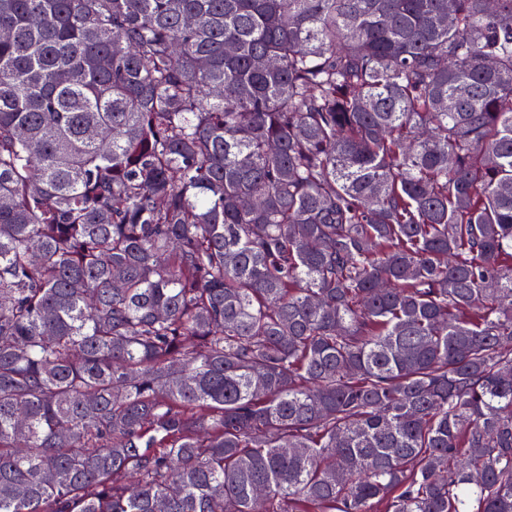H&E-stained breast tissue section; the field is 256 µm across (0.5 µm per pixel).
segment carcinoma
Returning a JSON list of instances; mask_svg holds the SVG:
<instances>
[{
  "label": "carcinoma",
  "instance_id": "carcinoma-1",
  "mask_svg": "<svg viewBox=\"0 0 512 512\" xmlns=\"http://www.w3.org/2000/svg\"><path fill=\"white\" fill-rule=\"evenodd\" d=\"M0 30V512H512V0Z\"/></svg>",
  "mask_w": 512,
  "mask_h": 512
}]
</instances>
